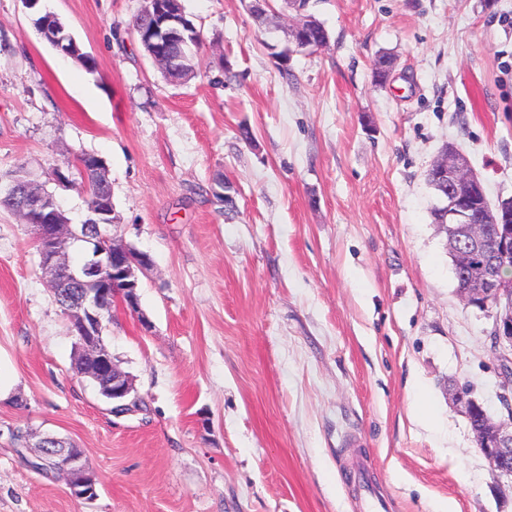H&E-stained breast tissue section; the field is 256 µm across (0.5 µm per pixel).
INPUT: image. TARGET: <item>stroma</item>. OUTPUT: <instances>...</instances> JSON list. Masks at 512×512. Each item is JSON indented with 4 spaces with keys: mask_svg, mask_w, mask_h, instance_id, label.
<instances>
[{
    "mask_svg": "<svg viewBox=\"0 0 512 512\" xmlns=\"http://www.w3.org/2000/svg\"><path fill=\"white\" fill-rule=\"evenodd\" d=\"M182 4L202 46L176 83L132 29L142 0H42L89 69L0 0V176L101 158L114 232L152 261L104 333L140 400L116 417L0 207V371L22 399L0 401V512H355L361 458L392 512H512L453 400L507 415L492 321L456 291L425 180L453 145L491 204L512 196V0H309L329 42L288 78L282 0L266 25L248 0ZM19 432L83 448L96 498L32 469Z\"/></svg>",
    "mask_w": 512,
    "mask_h": 512,
    "instance_id": "obj_1",
    "label": "stroma"
}]
</instances>
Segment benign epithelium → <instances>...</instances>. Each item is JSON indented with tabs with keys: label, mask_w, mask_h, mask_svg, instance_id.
Instances as JSON below:
<instances>
[{
	"label": "benign epithelium",
	"mask_w": 512,
	"mask_h": 512,
	"mask_svg": "<svg viewBox=\"0 0 512 512\" xmlns=\"http://www.w3.org/2000/svg\"><path fill=\"white\" fill-rule=\"evenodd\" d=\"M149 22L139 30V38L149 56L164 62L172 47L187 42L194 26L185 18L181 0H146ZM296 8V19L285 28L288 54L306 53L325 43L312 42L309 36L311 18ZM436 187L447 190L440 201L444 207L443 225L448 227V250L456 271L467 282L459 289L468 305L478 308L493 319L491 336L497 348L502 396L512 392V277L504 269L512 262V197L479 215L467 205L469 197L483 190L480 179L470 168L466 157L454 146H447L431 166ZM22 192L30 204L17 210L24 223L34 225L35 243L41 258V269L48 275L51 287L64 296L70 283L82 285L79 293L67 298L66 314L74 333L82 344L95 353L96 373L111 379L108 396L112 413L123 415L138 410L131 398L133 386L112 360L101 339L104 318L116 302L138 312V273L147 270L151 261L147 254L117 238L112 232V197L97 195L95 204L87 208L85 220L74 224L64 219L63 210L46 189L27 183L18 190L13 185L0 186L9 196ZM471 424L477 448L498 475L512 477V417L495 419L467 393L454 394ZM54 442L60 475L72 492L82 498L87 483L96 485L82 457L61 446L63 439L45 434L35 448L46 450Z\"/></svg>",
	"instance_id": "7a95c632"
}]
</instances>
